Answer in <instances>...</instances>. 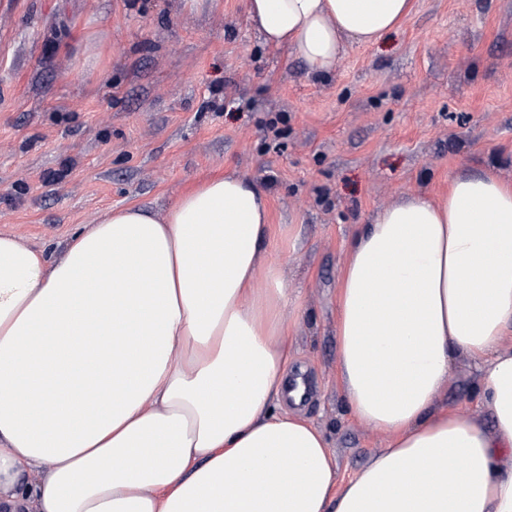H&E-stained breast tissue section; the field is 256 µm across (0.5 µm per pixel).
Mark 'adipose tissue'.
<instances>
[{
	"instance_id": "1",
	"label": "adipose tissue",
	"mask_w": 512,
	"mask_h": 512,
	"mask_svg": "<svg viewBox=\"0 0 512 512\" xmlns=\"http://www.w3.org/2000/svg\"><path fill=\"white\" fill-rule=\"evenodd\" d=\"M411 0H246L263 42L338 71ZM265 191L206 176L158 215L109 208L62 259L0 234V512H512V183L458 170L353 237L338 380L386 435L338 485L288 382ZM491 427L437 406L455 357ZM41 471L31 486L25 472Z\"/></svg>"
}]
</instances>
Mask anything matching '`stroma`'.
I'll list each match as a JSON object with an SVG mask.
<instances>
[{"label":"stroma","mask_w":512,"mask_h":512,"mask_svg":"<svg viewBox=\"0 0 512 512\" xmlns=\"http://www.w3.org/2000/svg\"><path fill=\"white\" fill-rule=\"evenodd\" d=\"M491 167L512 182V0H412L378 44L316 77L251 28L245 0H0V234L49 260L108 207L163 211L236 172L270 197L288 290L291 369L340 478L386 438L337 379L347 247L406 189ZM481 375L457 357L437 403L483 424Z\"/></svg>","instance_id":"obj_1"}]
</instances>
